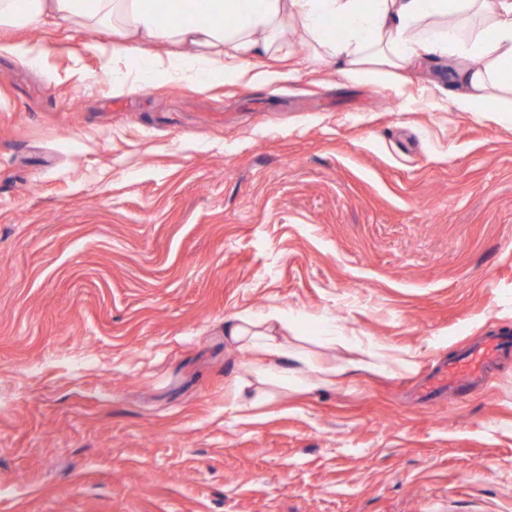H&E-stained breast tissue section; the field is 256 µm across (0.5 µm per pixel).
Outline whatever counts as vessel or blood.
I'll list each match as a JSON object with an SVG mask.
<instances>
[{
    "mask_svg": "<svg viewBox=\"0 0 512 512\" xmlns=\"http://www.w3.org/2000/svg\"><path fill=\"white\" fill-rule=\"evenodd\" d=\"M512 352V340L494 338L469 347L457 359L443 364L430 377L424 395L432 399L443 391L466 392L503 355Z\"/></svg>",
    "mask_w": 512,
    "mask_h": 512,
    "instance_id": "vessel-or-blood-1",
    "label": "vessel or blood"
}]
</instances>
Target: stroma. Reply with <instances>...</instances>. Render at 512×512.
Listing matches in <instances>:
<instances>
[{
	"mask_svg": "<svg viewBox=\"0 0 512 512\" xmlns=\"http://www.w3.org/2000/svg\"><path fill=\"white\" fill-rule=\"evenodd\" d=\"M101 30L0 28V512H512V114L378 84L287 31L284 77L114 96ZM43 45L40 65L4 45ZM275 307L342 368L273 398L226 317ZM410 368H356L369 343ZM511 349L510 338H494L469 347L460 357L443 364L431 375L424 397L433 399L447 389L466 392L477 378Z\"/></svg>",
	"mask_w": 512,
	"mask_h": 512,
	"instance_id": "35a3bbf8",
	"label": "stroma"
}]
</instances>
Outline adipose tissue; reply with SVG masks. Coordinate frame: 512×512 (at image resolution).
<instances>
[{
  "label": "adipose tissue",
  "mask_w": 512,
  "mask_h": 512,
  "mask_svg": "<svg viewBox=\"0 0 512 512\" xmlns=\"http://www.w3.org/2000/svg\"><path fill=\"white\" fill-rule=\"evenodd\" d=\"M163 0H0V27L70 28L112 32L101 45L113 88L124 94L131 76L145 82L197 83L221 77L240 81L247 57L282 48L285 30L295 29L319 54L336 59L350 79L377 82L392 71L416 67L431 57L451 60L464 90L452 102L458 112H482L493 98L512 96V0H193L187 20L160 27ZM232 23H225V16ZM165 39L178 46L167 57L134 56L136 45ZM133 58V72L115 68ZM288 322L276 308L236 315L224 335L239 348L291 369L257 371L258 381L284 385L336 381L335 368L318 366L291 348Z\"/></svg>",
  "instance_id": "1"
}]
</instances>
